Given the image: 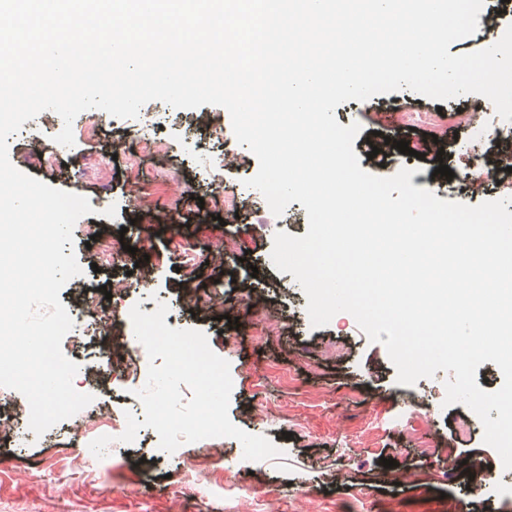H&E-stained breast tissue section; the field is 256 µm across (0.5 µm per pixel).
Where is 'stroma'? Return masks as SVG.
Here are the masks:
<instances>
[{
    "mask_svg": "<svg viewBox=\"0 0 512 512\" xmlns=\"http://www.w3.org/2000/svg\"><path fill=\"white\" fill-rule=\"evenodd\" d=\"M371 104L367 112H334L340 125L360 124L353 150L364 170L372 146L382 142L381 115L406 110L386 94ZM413 109L448 116L437 136H429L422 123L406 131L411 151L400 157L402 167L414 171L412 185L436 192L438 199H449L451 190L429 180L432 146L443 147L444 164L456 171L477 154H512V139H494L502 120L483 96L465 94L442 103L424 97ZM458 110L477 113V127L451 120ZM88 126L89 114L81 112L73 121L74 146H57L54 137L63 121L45 111L8 139L16 168L54 188L78 185L93 208L73 228L74 240L91 244L79 261L83 273L59 298L73 320L62 351L79 367L74 388L94 397L86 408L94 423L84 425L77 414L39 436L20 424L0 430V512H216L223 504L233 512H456L462 502L468 512H512V470L484 445L482 433L463 442L453 432L454 420L469 410L460 403L444 406V371L411 387L397 384L384 345L369 341L352 315L341 312L327 326H311L304 292L271 261L275 233L304 236L307 212L294 202L274 216L256 190L246 187L258 162L244 146L223 172L240 206L222 231L231 235L241 228L245 235L234 255L225 254L213 228L214 216L224 209L214 204L202 171L206 158L220 152L209 133L230 128L228 113L195 108L116 118L100 139L89 137ZM143 135L164 139L166 152L141 157L134 168L119 160L100 167L113 142L132 143ZM184 186L195 199L173 209ZM152 221L160 230L149 229ZM189 228L195 231L193 249L203 258L192 276L179 272L178 257L166 249L168 240ZM119 239L145 255V262L129 260L113 271L94 272L105 246ZM253 268L259 271L254 278ZM114 274L127 276L129 284L108 298L101 288ZM202 292L209 297L204 319L192 316L187 302L188 294ZM241 300L260 313L225 334L220 317ZM158 302L167 305L174 328L202 331L211 349L229 362L231 421L270 439L280 457L245 461L232 438L214 448L204 439L185 443L169 454L146 427L135 444L121 442L126 414H144L135 392L146 383L149 361L122 349L128 325L116 322L102 332L97 324L113 308ZM104 362L110 372H98ZM103 435L112 441L99 458L89 445ZM74 441L78 459L58 455V448ZM389 457L395 467L383 466ZM186 458L196 462L193 473L179 466ZM448 460L464 473L477 462L478 490L467 489L463 479L450 480ZM401 469L409 475L403 485L396 482ZM228 474L235 483L230 492L224 489Z\"/></svg>",
    "mask_w": 512,
    "mask_h": 512,
    "instance_id": "35a3bbf8",
    "label": "stroma"
}]
</instances>
